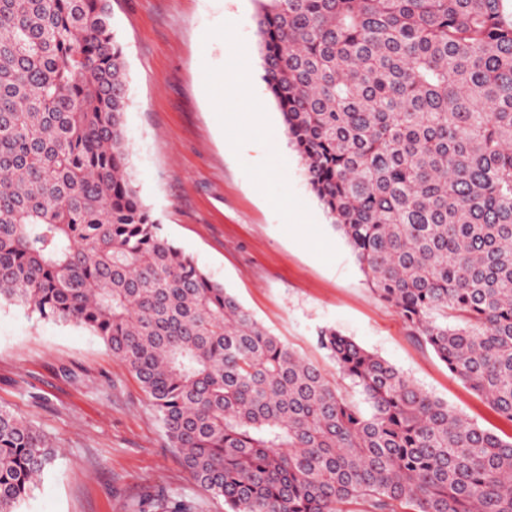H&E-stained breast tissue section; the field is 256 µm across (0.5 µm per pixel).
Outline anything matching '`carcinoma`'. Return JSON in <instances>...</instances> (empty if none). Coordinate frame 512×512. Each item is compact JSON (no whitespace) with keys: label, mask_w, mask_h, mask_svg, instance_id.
<instances>
[{"label":"carcinoma","mask_w":512,"mask_h":512,"mask_svg":"<svg viewBox=\"0 0 512 512\" xmlns=\"http://www.w3.org/2000/svg\"><path fill=\"white\" fill-rule=\"evenodd\" d=\"M257 2L266 88L373 294L512 422V0ZM127 107L110 0H0V307L97 336L225 512H512V437L324 328L361 409L162 235ZM55 457L0 405V512Z\"/></svg>","instance_id":"carcinoma-1"}]
</instances>
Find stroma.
Masks as SVG:
<instances>
[{"instance_id": "1", "label": "stroma", "mask_w": 512, "mask_h": 512, "mask_svg": "<svg viewBox=\"0 0 512 512\" xmlns=\"http://www.w3.org/2000/svg\"><path fill=\"white\" fill-rule=\"evenodd\" d=\"M124 47L130 164L163 235L328 376L321 328L350 337L473 423L512 435L372 294L312 192L262 80L255 0H111ZM250 80V100L232 91ZM238 114L232 133L226 112ZM0 403L57 457L21 512H130L169 491L224 512L169 448L135 376L85 329L0 309Z\"/></svg>"}]
</instances>
